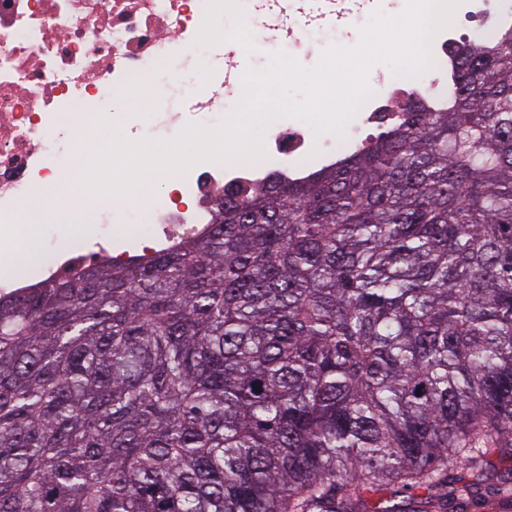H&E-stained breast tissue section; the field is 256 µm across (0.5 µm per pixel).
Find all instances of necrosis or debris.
Wrapping results in <instances>:
<instances>
[{
    "mask_svg": "<svg viewBox=\"0 0 512 512\" xmlns=\"http://www.w3.org/2000/svg\"><path fill=\"white\" fill-rule=\"evenodd\" d=\"M225 6V0H0V223H20L38 190L46 209L59 193L77 202L69 218L76 231L34 238L29 259L15 238L0 234V268L8 271L0 297L112 260L117 248L154 253L206 233L225 187L304 178L345 155L364 127L385 125L396 103L448 101L459 42L443 30L432 41L429 79L390 76L374 87L362 123L348 124L344 137L319 138L302 121L277 119L265 129L260 158L199 161L145 207L135 198H93L80 179L100 103L137 88L176 50L194 49L208 34L206 20L223 15Z\"/></svg>",
    "mask_w": 512,
    "mask_h": 512,
    "instance_id": "necrosis-or-debris-1",
    "label": "necrosis or debris"
}]
</instances>
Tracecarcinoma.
Segmentation results:
<instances>
[{
	"label": "carcinoma",
	"mask_w": 512,
	"mask_h": 512,
	"mask_svg": "<svg viewBox=\"0 0 512 512\" xmlns=\"http://www.w3.org/2000/svg\"><path fill=\"white\" fill-rule=\"evenodd\" d=\"M150 258L0 298V512H425L512 481V62Z\"/></svg>",
	"instance_id": "1"
}]
</instances>
